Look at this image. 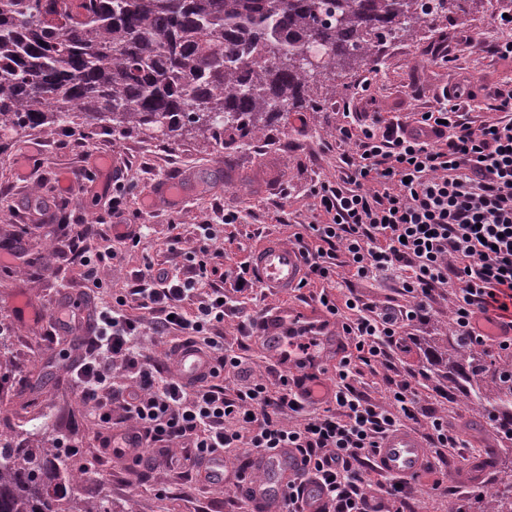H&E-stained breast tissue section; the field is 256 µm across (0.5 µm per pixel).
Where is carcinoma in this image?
I'll return each mask as SVG.
<instances>
[{"label":"carcinoma","instance_id":"cac0c4a2","mask_svg":"<svg viewBox=\"0 0 512 512\" xmlns=\"http://www.w3.org/2000/svg\"><path fill=\"white\" fill-rule=\"evenodd\" d=\"M484 0H0V134L81 120L120 135L171 139L195 131L258 137L286 112L314 110L318 95L355 66L373 70L386 38L411 35L441 11ZM325 19L320 21L317 15ZM327 52L313 69L306 53ZM448 397L486 416L504 447L486 454L493 483L470 512H512V359L477 351L466 336L427 341ZM69 457L0 432V512H112L75 493Z\"/></svg>","mask_w":512,"mask_h":512}]
</instances>
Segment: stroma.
I'll return each mask as SVG.
<instances>
[{
  "mask_svg": "<svg viewBox=\"0 0 512 512\" xmlns=\"http://www.w3.org/2000/svg\"><path fill=\"white\" fill-rule=\"evenodd\" d=\"M499 16L496 9L451 13L436 18L425 35L388 40L376 71L348 76L349 88L336 100L315 112L284 114L256 139L228 132L219 146L188 132L170 143L74 123L51 134H8L0 150V325L9 336L12 374L0 386V430L11 429L21 439L49 433L61 452L97 475L81 481L80 497H108L114 512H257L234 484L202 485L180 446L147 449L143 466L113 456L112 429L127 426L126 414L114 409L112 426H103L80 403L73 369L85 352L83 338L59 330L56 319L77 306L89 317L112 305L146 265L191 273L198 225L211 219L216 206L231 207L240 221L219 227L216 254L208 259L218 269L213 285L229 298L216 330L225 348L241 357L248 379L277 387L280 373L263 350L257 322L282 307L298 313L317 306L321 287L285 295L273 288L239 292L234 280L240 265L266 238L293 243L313 221L315 188L339 175L343 150L336 134L347 113L378 112L389 120L423 112L443 88L471 76L476 96L469 110L488 116L486 89L512 80V60L491 51ZM162 179L178 181L182 198L154 195ZM118 191L124 201L116 208L112 196ZM116 224L140 230L141 241L114 244L115 258L101 266L100 284L92 286L73 243L83 237L88 253H96ZM335 294L340 305L351 294L380 308L397 310L410 302L384 279L353 278ZM451 307V293H436L428 322L413 327L405 347L395 351L392 373L364 365L357 377V388L379 403L389 380L410 379L417 418L408 430L424 435L430 418L440 417L464 440L459 448H428L427 467L411 480L412 512H458L493 480L489 474L467 480L462 471L448 469L449 458L466 463L499 445L487 419L442 396L447 382L430 366L425 339L448 334Z\"/></svg>",
  "mask_w": 512,
  "mask_h": 512,
  "instance_id": "1",
  "label": "stroma"
}]
</instances>
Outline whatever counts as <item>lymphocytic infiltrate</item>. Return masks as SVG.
<instances>
[{"label":"lymphocytic infiltrate","instance_id":"lymphocytic-infiltrate-1","mask_svg":"<svg viewBox=\"0 0 512 512\" xmlns=\"http://www.w3.org/2000/svg\"><path fill=\"white\" fill-rule=\"evenodd\" d=\"M470 94L464 82L412 120L387 123L375 114L357 129L339 130L338 142L353 141L355 150L343 155L339 180L315 190L309 235L296 239L306 278L330 283L341 272L390 276L412 303L395 311L350 296L340 307L321 291L330 315L355 312L342 330L357 352L343 358L332 404L323 411L305 413L285 379L275 390L248 381L226 392L220 379L236 375L241 360L225 354L223 337L212 332L224 320V291L203 292L206 267L180 278L149 265L128 291L157 335L174 332L207 351L211 369L196 386L160 378L135 352L145 322L114 307L96 315L77 366L79 398L104 423L113 403L121 402L133 426L119 437L134 461L145 449L174 444L197 461L244 434L259 455L274 448L300 451L336 512H367L363 484L371 459L387 434L415 414L409 381L392 388L388 405L380 406L352 385L353 360L389 366L404 329L426 321L436 289L452 291L450 325L476 345L487 341L479 318L489 308L512 305V84L489 91L495 115L480 122L463 102ZM286 411L298 414L297 423L281 424Z\"/></svg>","mask_w":512,"mask_h":512}]
</instances>
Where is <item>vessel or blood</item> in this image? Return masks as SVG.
I'll return each instance as SVG.
<instances>
[{
    "label": "vessel or blood",
    "mask_w": 512,
    "mask_h": 512,
    "mask_svg": "<svg viewBox=\"0 0 512 512\" xmlns=\"http://www.w3.org/2000/svg\"><path fill=\"white\" fill-rule=\"evenodd\" d=\"M262 285L267 288L296 287L304 272V260L297 248L278 240L263 243L249 257ZM291 326L287 313L266 318L262 324L266 353L273 364L286 373L293 389L301 398L316 401L327 398L332 386L315 365H299L297 355L285 351V333ZM176 376L185 383L196 381L207 369L204 354L190 345L182 346L173 356ZM426 449L419 438L400 430L386 437L373 462L378 472L389 477L409 478L418 474L426 461ZM257 477L245 487L258 512H276V507L288 488L290 480L299 477L304 469L302 457L291 448H280L256 462ZM206 486L224 483V458L214 454L201 466Z\"/></svg>",
    "instance_id": "obj_1"
}]
</instances>
